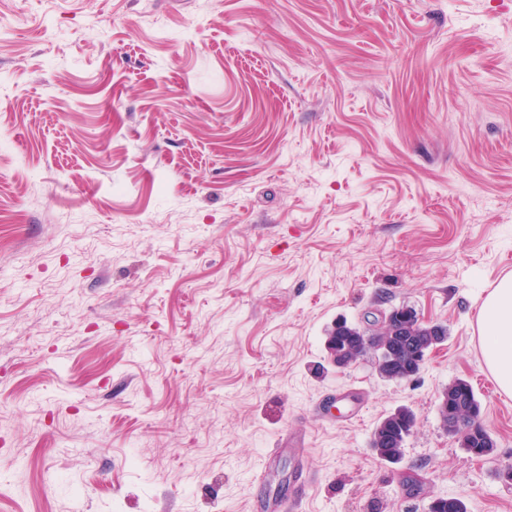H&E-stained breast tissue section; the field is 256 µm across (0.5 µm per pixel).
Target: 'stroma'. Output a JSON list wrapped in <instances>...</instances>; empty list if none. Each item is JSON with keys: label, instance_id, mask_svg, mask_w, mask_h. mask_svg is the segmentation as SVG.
I'll return each mask as SVG.
<instances>
[{"label": "stroma", "instance_id": "1", "mask_svg": "<svg viewBox=\"0 0 512 512\" xmlns=\"http://www.w3.org/2000/svg\"><path fill=\"white\" fill-rule=\"evenodd\" d=\"M0 512H512V0H0ZM447 327L411 382L336 320ZM472 384L493 452L440 426ZM365 399L347 419L342 393ZM402 459L370 446L398 408ZM303 434L302 463L265 455ZM478 332L485 365L506 395H512V275H505L487 294Z\"/></svg>", "mask_w": 512, "mask_h": 512}]
</instances>
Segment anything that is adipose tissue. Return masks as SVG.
Wrapping results in <instances>:
<instances>
[{"mask_svg": "<svg viewBox=\"0 0 512 512\" xmlns=\"http://www.w3.org/2000/svg\"><path fill=\"white\" fill-rule=\"evenodd\" d=\"M478 332L485 365L506 395H512V275H505L487 294Z\"/></svg>", "mask_w": 512, "mask_h": 512, "instance_id": "obj_1", "label": "adipose tissue"}]
</instances>
